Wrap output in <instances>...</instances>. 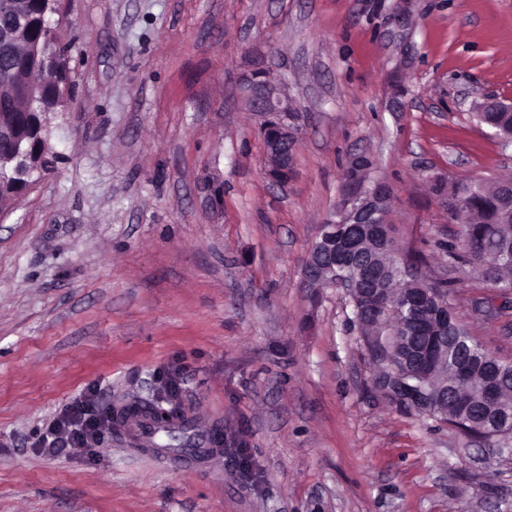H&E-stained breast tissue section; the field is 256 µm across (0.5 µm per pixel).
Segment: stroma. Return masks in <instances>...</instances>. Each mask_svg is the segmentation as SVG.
<instances>
[{
	"label": "stroma",
	"mask_w": 512,
	"mask_h": 512,
	"mask_svg": "<svg viewBox=\"0 0 512 512\" xmlns=\"http://www.w3.org/2000/svg\"><path fill=\"white\" fill-rule=\"evenodd\" d=\"M60 158L0 214V512H512V456L389 408L340 289L305 283L320 224L390 191L394 236L470 335L512 361V307L453 273L437 181L512 178L472 104L512 99V0H61ZM287 76L292 177L273 185L239 75ZM248 468L171 467L119 430L38 447L96 387L161 394Z\"/></svg>",
	"instance_id": "1"
}]
</instances>
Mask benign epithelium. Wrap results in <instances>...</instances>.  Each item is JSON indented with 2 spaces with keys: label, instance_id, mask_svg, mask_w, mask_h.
Wrapping results in <instances>:
<instances>
[{
  "label": "benign epithelium",
  "instance_id": "7a95c632",
  "mask_svg": "<svg viewBox=\"0 0 512 512\" xmlns=\"http://www.w3.org/2000/svg\"><path fill=\"white\" fill-rule=\"evenodd\" d=\"M239 89L248 109L265 118L263 141L268 175L284 185L292 172L298 142L297 130L288 125V115L297 111L288 82L283 79L273 81L264 68L257 67L241 75ZM389 199L390 192L381 182L361 186L331 219L320 225L318 238L306 259L305 278L310 283L319 288H340L347 296H355L362 312L375 319L388 314L392 305L389 290L375 287L378 273L367 264L361 269L359 280L351 283L338 273V269L364 256L362 241L347 234L348 225L367 224L372 236L393 241L391 215L386 208ZM436 296L434 288H411L405 301L410 306H423ZM438 320L448 321V305H438L431 319L417 318L391 330L392 342L378 341L373 346L377 361L373 373L376 384L393 402L425 416L448 406V392L462 377L460 370L448 374V363L444 359L447 337L438 334ZM414 334L426 337L425 344L415 345ZM462 435L501 452V439L507 437L508 432H494L492 426L476 420Z\"/></svg>",
  "mask_w": 512,
  "mask_h": 512
}]
</instances>
